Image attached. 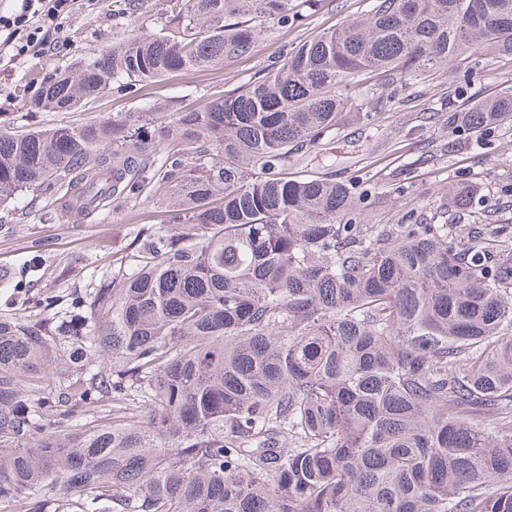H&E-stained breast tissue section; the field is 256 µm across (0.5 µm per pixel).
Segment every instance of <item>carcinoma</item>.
Masks as SVG:
<instances>
[{"label": "carcinoma", "mask_w": 512, "mask_h": 512, "mask_svg": "<svg viewBox=\"0 0 512 512\" xmlns=\"http://www.w3.org/2000/svg\"><path fill=\"white\" fill-rule=\"evenodd\" d=\"M165 2L159 30L37 73L27 106L222 68L315 0ZM476 51L512 56V0H374L203 109L0 131V206L172 226L0 316V512H512V224H357L355 185L290 173L356 78L391 100ZM447 109L482 140L512 90Z\"/></svg>", "instance_id": "1"}]
</instances>
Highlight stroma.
Listing matches in <instances>:
<instances>
[{
  "instance_id": "1",
  "label": "stroma",
  "mask_w": 512,
  "mask_h": 512,
  "mask_svg": "<svg viewBox=\"0 0 512 512\" xmlns=\"http://www.w3.org/2000/svg\"><path fill=\"white\" fill-rule=\"evenodd\" d=\"M369 3L317 0L297 20L273 26L252 55L224 68L175 73L131 96L109 90L77 112L30 113L23 89L33 73L65 67L80 54L161 27L164 0H76L43 49L0 67V130L93 123L159 102L181 111L204 108L213 86L227 91L244 86L287 50L365 13ZM510 87L512 56L453 62L427 78L420 96L381 104L372 123H342L334 138L299 156L294 171L356 182L367 193L364 217L371 224H462L490 235L512 222V118L476 144L467 133L449 132L444 105L451 96L470 104ZM467 183L481 186L472 212L447 209L442 197L448 188ZM17 203L29 206L32 215L19 224L11 208L0 207V270L10 282L0 288L1 315L22 313L29 293L53 296L82 289L91 265H112L128 252L142 226L158 228L164 219L158 206L134 212L114 206L80 222L27 193Z\"/></svg>"
}]
</instances>
